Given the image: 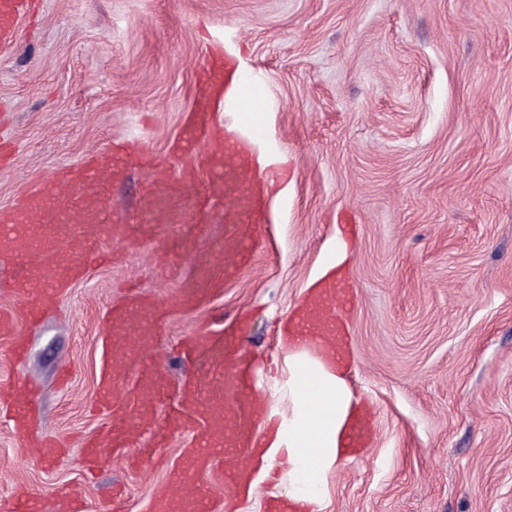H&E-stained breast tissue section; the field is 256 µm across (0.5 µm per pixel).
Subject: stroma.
<instances>
[{"label": "stroma", "instance_id": "35a3bbf8", "mask_svg": "<svg viewBox=\"0 0 512 512\" xmlns=\"http://www.w3.org/2000/svg\"><path fill=\"white\" fill-rule=\"evenodd\" d=\"M213 46L267 89L246 129L274 170L267 223L245 227L253 258L219 279L218 218L105 235L122 261L92 266L37 327L20 323L26 359L0 340V386L38 387L39 428L68 442L33 462L0 420V494L22 486L58 512L57 490L77 485L87 512H105L121 484L128 512H149L167 485L191 431L138 468L120 452L93 481L79 468L81 439L107 420L89 410L102 319L131 281L170 307L152 353L173 384L185 372L174 342L239 319L263 410L287 420L274 338L336 260L356 295L349 385L372 435L328 470L323 512H512V0H40L0 51V137L17 146L0 208L128 138L157 175L177 173L168 145ZM141 179L135 168L108 186L114 222L139 208ZM187 288L206 299L183 312ZM223 468L198 476L222 512H268L288 493L286 457L256 476L251 501L225 498Z\"/></svg>", "mask_w": 512, "mask_h": 512}]
</instances>
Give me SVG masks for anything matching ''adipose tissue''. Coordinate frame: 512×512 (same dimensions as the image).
Instances as JSON below:
<instances>
[{
  "instance_id": "ef3b65f1",
  "label": "adipose tissue",
  "mask_w": 512,
  "mask_h": 512,
  "mask_svg": "<svg viewBox=\"0 0 512 512\" xmlns=\"http://www.w3.org/2000/svg\"><path fill=\"white\" fill-rule=\"evenodd\" d=\"M292 409L288 431L277 434L272 452L288 453V500L319 512L320 487L338 460L342 426L352 412V395L342 371L300 346H287Z\"/></svg>"
}]
</instances>
